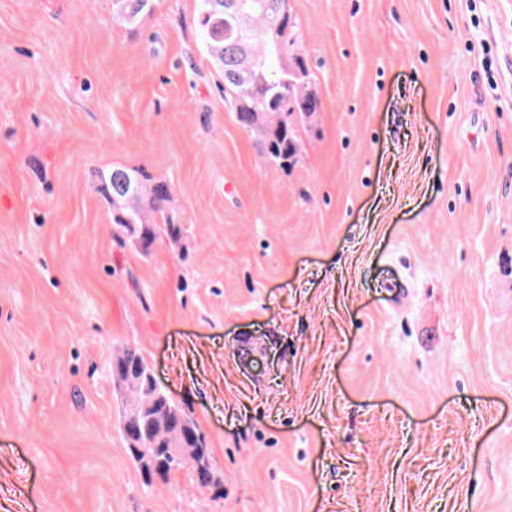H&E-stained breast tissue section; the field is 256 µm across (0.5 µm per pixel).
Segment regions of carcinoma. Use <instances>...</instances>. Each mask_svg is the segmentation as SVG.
Masks as SVG:
<instances>
[{
    "instance_id": "carcinoma-1",
    "label": "carcinoma",
    "mask_w": 512,
    "mask_h": 512,
    "mask_svg": "<svg viewBox=\"0 0 512 512\" xmlns=\"http://www.w3.org/2000/svg\"><path fill=\"white\" fill-rule=\"evenodd\" d=\"M120 15L129 22L147 13L153 0H118ZM258 8L247 26L224 9L226 0H201L199 39L224 79V98L238 123L259 137L263 153L286 170L301 150L297 123L308 122L321 109L305 60L289 32L295 19L281 16L275 0ZM98 191L112 205V224L148 252L165 235L176 243L181 228L170 212L171 189L152 181L140 169L115 167L100 174ZM149 366L134 346L119 349L112 357V379L123 383L119 429L131 460L141 470L145 486L155 476L166 478L188 469L201 487L213 484L209 448L195 447L201 432L191 416L149 381ZM156 449L151 464L134 457L133 448Z\"/></svg>"
}]
</instances>
